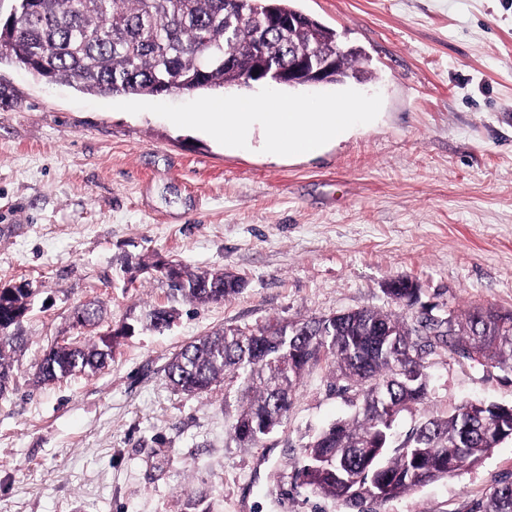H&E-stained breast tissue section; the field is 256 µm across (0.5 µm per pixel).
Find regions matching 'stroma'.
Returning a JSON list of instances; mask_svg holds the SVG:
<instances>
[{
    "instance_id": "obj_1",
    "label": "stroma",
    "mask_w": 512,
    "mask_h": 512,
    "mask_svg": "<svg viewBox=\"0 0 512 512\" xmlns=\"http://www.w3.org/2000/svg\"><path fill=\"white\" fill-rule=\"evenodd\" d=\"M361 46L377 119L316 156L230 149L150 112L115 110L0 67V284L35 293L0 397V512H349L300 485L302 448L354 414L326 364L296 387L285 423L254 445L231 433L237 392L172 388L173 354L217 329L398 312L397 277L456 314L512 311V0H296ZM224 271L245 289L179 306L168 330L121 338L96 374L40 386L51 346L94 340L169 302L160 266ZM95 302L103 318L73 328ZM398 435L462 402L512 406V371L439 349ZM512 476V440L474 466L373 512H470Z\"/></svg>"
}]
</instances>
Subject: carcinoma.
I'll return each mask as SVG.
<instances>
[{
  "instance_id": "1",
  "label": "carcinoma",
  "mask_w": 512,
  "mask_h": 512,
  "mask_svg": "<svg viewBox=\"0 0 512 512\" xmlns=\"http://www.w3.org/2000/svg\"><path fill=\"white\" fill-rule=\"evenodd\" d=\"M298 13L294 0H239L231 12L224 0H15L11 24L0 20V65L26 69L46 83H64L87 93L157 96L175 85L205 95L226 88H251L245 69L273 58L286 69L295 56L340 47L337 79L363 76L367 60L360 46L312 16L290 31L265 20ZM170 284L184 302L217 303L238 293L241 278L224 272L183 271ZM419 289L398 279L391 299L406 306ZM31 288H0V396L8 391L15 355L24 344L17 333L29 306ZM76 326H93L101 308L92 302L73 309ZM176 309L153 306L137 323L161 332ZM121 332L93 342L55 345L36 364V382L92 374L112 359ZM438 349L475 355L488 368L512 371V325L500 323L490 307H474L446 324H422L403 314L358 309L301 324L270 322L254 330L229 329L201 336L168 363L170 383L189 394L208 393L232 375L243 380L242 406L231 426L234 438L255 444L287 417L296 385L323 361L336 380L356 387L362 411L341 419L303 446L301 483L343 500L352 512L386 502L426 483L477 465L492 448V432L512 439V411L497 404L466 401L444 416H430L396 446L394 417L419 405L427 394L426 358ZM476 512H512V481L503 480Z\"/></svg>"
}]
</instances>
